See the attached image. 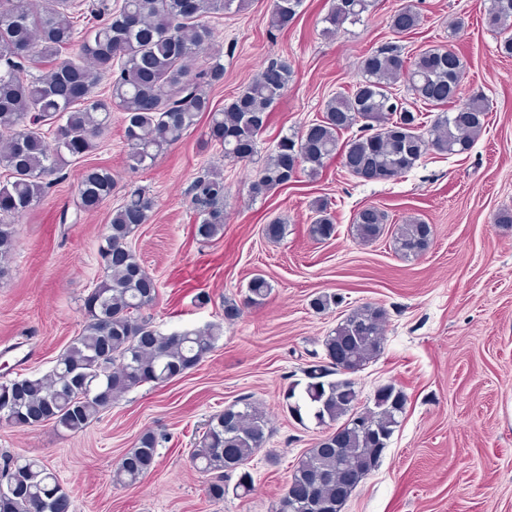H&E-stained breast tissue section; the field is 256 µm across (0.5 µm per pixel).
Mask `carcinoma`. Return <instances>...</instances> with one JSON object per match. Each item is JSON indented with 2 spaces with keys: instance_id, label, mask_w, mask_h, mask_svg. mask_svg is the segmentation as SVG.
Wrapping results in <instances>:
<instances>
[{
  "instance_id": "carcinoma-1",
  "label": "carcinoma",
  "mask_w": 512,
  "mask_h": 512,
  "mask_svg": "<svg viewBox=\"0 0 512 512\" xmlns=\"http://www.w3.org/2000/svg\"><path fill=\"white\" fill-rule=\"evenodd\" d=\"M245 0H122L91 5L96 23L86 30L77 52L62 55L75 42L76 0H0V131L8 134L0 149V168L9 180L0 183V279L11 273L15 246L14 222L34 208L52 177L85 158L110 125L112 108L124 112L130 168L149 167L170 146L181 141L198 117L209 113V142L224 156L250 161L257 153V136L270 109L288 90L293 71L288 63L271 60L233 102L212 107L205 92L224 82L219 54L202 71L190 61L210 49L213 32L200 22L233 2ZM302 0H274L269 16L273 28H285L296 17ZM371 0H333L324 17L323 33L331 36L355 23ZM486 22L511 32L501 50L512 55V0H493ZM421 24L413 8L390 16L397 35ZM49 65L40 77L26 78V64ZM362 80L350 91L327 101L322 115L298 131L281 136L249 185L253 197L265 195L304 173L319 175L327 159L341 155L350 174L365 180L395 181L428 152L447 155L471 150L481 135L488 106L470 98L440 112L427 131L422 113L405 106L391 91L398 79L425 106H444L461 97L464 64L451 48H426L406 61L403 47L387 42L360 63ZM112 79L111 93L95 92L103 75ZM360 126V133L340 141L343 132ZM115 179L103 166L83 170L78 184L79 208L97 210L112 197ZM190 204L199 218L195 233L212 239L224 231V175L207 171L191 188ZM154 200L145 192H130L114 210L99 245L105 276L83 300L81 333L58 356L49 378L17 377L0 382V422L19 427L52 424L78 433L96 421L123 394L147 382L164 386L198 366L216 347L219 324L162 333L143 316L158 296L155 278L143 267L130 240L148 223ZM315 218L308 232L329 240L336 225L328 203L312 204ZM386 214L375 206L360 210L353 237L360 243L379 239ZM394 251L405 257L425 252L433 227L410 218L391 231ZM272 291L262 275L251 279L244 305L259 304ZM385 310L365 304L351 311L323 341L325 360L306 369L300 398L295 387L285 393L291 416L302 420V409L313 413L331 431L298 460L274 512H293L294 499L308 494V512H342L355 490L377 467L407 398L393 384L379 387L373 405L361 404L354 374L375 360L383 349ZM268 416L259 404L241 398L213 416L191 453L193 464L215 474L207 488L214 503L224 500V475L241 471L233 491L251 492L252 476L244 470L267 439ZM167 432L148 429L115 463L112 483L140 482L155 466L157 450ZM0 512H71V499L56 473L36 458H19L0 468Z\"/></svg>"
}]
</instances>
